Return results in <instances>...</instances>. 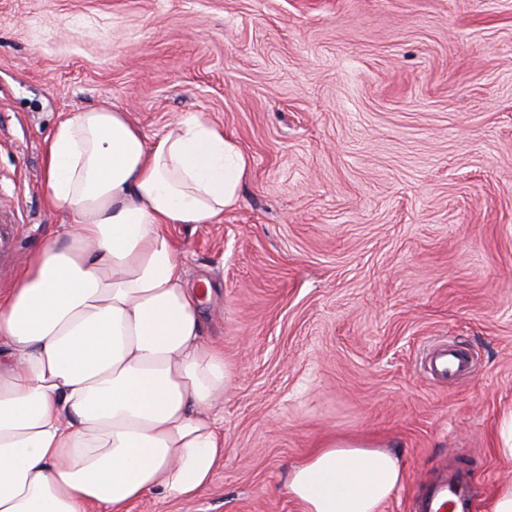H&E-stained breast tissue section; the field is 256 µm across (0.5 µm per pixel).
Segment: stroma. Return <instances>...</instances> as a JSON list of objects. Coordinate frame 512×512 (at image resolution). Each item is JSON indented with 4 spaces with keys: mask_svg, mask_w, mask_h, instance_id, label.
Masks as SVG:
<instances>
[{
    "mask_svg": "<svg viewBox=\"0 0 512 512\" xmlns=\"http://www.w3.org/2000/svg\"><path fill=\"white\" fill-rule=\"evenodd\" d=\"M98 107L149 138L199 114L252 161L222 223L167 228L236 368L224 466L128 512H297L288 470L327 435L403 459L384 512L444 464L489 512L512 480V0H0L1 295L72 221L45 204L46 137ZM448 340L477 362L459 384L423 369ZM6 210L13 212L11 207L1 206L0 209V260H4L10 253L13 246V225L14 215L4 213ZM496 452L500 458L512 460V410L498 424Z\"/></svg>",
    "mask_w": 512,
    "mask_h": 512,
    "instance_id": "1",
    "label": "stroma"
}]
</instances>
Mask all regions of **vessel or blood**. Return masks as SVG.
Masks as SVG:
<instances>
[{
  "label": "vessel or blood",
  "mask_w": 512,
  "mask_h": 512,
  "mask_svg": "<svg viewBox=\"0 0 512 512\" xmlns=\"http://www.w3.org/2000/svg\"><path fill=\"white\" fill-rule=\"evenodd\" d=\"M473 356L455 343L435 345L425 369L433 376L456 380L472 372ZM471 477L459 465L439 468L418 490V512H470L473 504Z\"/></svg>",
  "instance_id": "1"
}]
</instances>
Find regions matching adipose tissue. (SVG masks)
Masks as SVG:
<instances>
[{
	"mask_svg": "<svg viewBox=\"0 0 512 512\" xmlns=\"http://www.w3.org/2000/svg\"><path fill=\"white\" fill-rule=\"evenodd\" d=\"M44 168L48 207L74 222L0 301V512L193 499L224 463L212 408L233 373L165 229L221 222L250 158L193 113L149 140L96 108L60 118ZM404 479L386 446L332 436L287 489L299 512H382Z\"/></svg>",
	"mask_w": 512,
	"mask_h": 512,
	"instance_id": "1",
	"label": "adipose tissue"
}]
</instances>
